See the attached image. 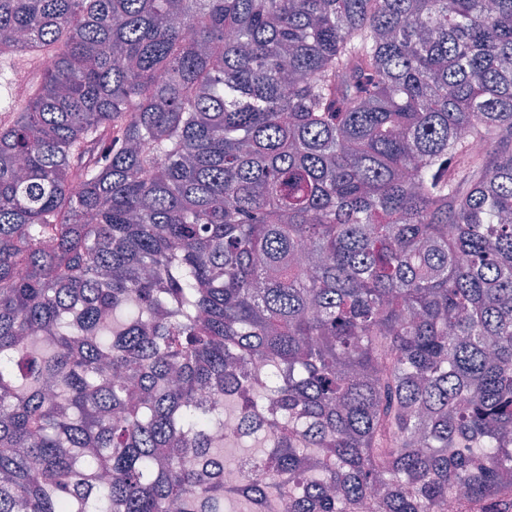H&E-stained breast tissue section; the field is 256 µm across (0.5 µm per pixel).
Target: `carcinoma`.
<instances>
[{"label": "carcinoma", "instance_id": "carcinoma-1", "mask_svg": "<svg viewBox=\"0 0 512 512\" xmlns=\"http://www.w3.org/2000/svg\"><path fill=\"white\" fill-rule=\"evenodd\" d=\"M38 66L0 512H224L227 400L280 417L241 512L512 484V0H0L4 87Z\"/></svg>", "mask_w": 512, "mask_h": 512}]
</instances>
